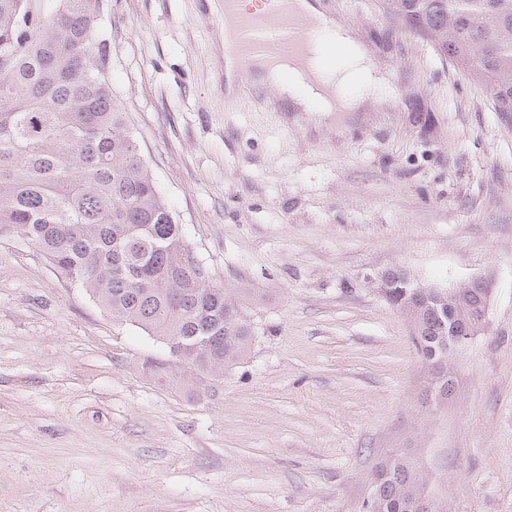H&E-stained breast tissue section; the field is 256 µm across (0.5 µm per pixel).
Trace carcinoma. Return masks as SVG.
Segmentation results:
<instances>
[{"instance_id":"carcinoma-1","label":"carcinoma","mask_w":512,"mask_h":512,"mask_svg":"<svg viewBox=\"0 0 512 512\" xmlns=\"http://www.w3.org/2000/svg\"><path fill=\"white\" fill-rule=\"evenodd\" d=\"M395 12L512 120V0H391ZM101 0H0V232L16 231L112 320L179 336L183 368L215 374L244 360L253 293L209 283L137 151L101 52ZM417 350L429 381L443 332L422 308ZM199 336L211 346L196 349ZM371 512H416L422 472L382 465Z\"/></svg>"}]
</instances>
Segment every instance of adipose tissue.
<instances>
[{
    "mask_svg": "<svg viewBox=\"0 0 512 512\" xmlns=\"http://www.w3.org/2000/svg\"><path fill=\"white\" fill-rule=\"evenodd\" d=\"M299 11L319 15L320 35L306 66L257 64L260 82L277 87L292 112H358L365 105H393L388 76L372 62L366 45L343 24L320 15L314 0H297Z\"/></svg>",
    "mask_w": 512,
    "mask_h": 512,
    "instance_id": "adipose-tissue-1",
    "label": "adipose tissue"
}]
</instances>
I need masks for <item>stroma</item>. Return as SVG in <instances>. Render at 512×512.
<instances>
[{
	"label": "stroma",
	"mask_w": 512,
	"mask_h": 512,
	"mask_svg": "<svg viewBox=\"0 0 512 512\" xmlns=\"http://www.w3.org/2000/svg\"><path fill=\"white\" fill-rule=\"evenodd\" d=\"M388 73L393 108L224 99L223 0H103L102 50L150 174L212 286L245 288L251 354L172 383L165 342L112 321L0 232V512H365L409 457L446 512H512V123L382 0H317ZM491 274L488 329L427 407L389 269Z\"/></svg>",
	"instance_id": "obj_1"
}]
</instances>
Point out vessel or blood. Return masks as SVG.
I'll return each instance as SVG.
<instances>
[{"mask_svg":"<svg viewBox=\"0 0 512 512\" xmlns=\"http://www.w3.org/2000/svg\"><path fill=\"white\" fill-rule=\"evenodd\" d=\"M238 3L224 0V20L233 30L229 49L237 58L243 83H250L253 64L259 59L304 64L317 18L297 12L293 0H266L264 10L248 13L240 12Z\"/></svg>","mask_w":512,"mask_h":512,"instance_id":"obj_1","label":"vessel or blood"}]
</instances>
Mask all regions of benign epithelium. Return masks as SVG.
Instances as JSON below:
<instances>
[{"label": "benign epithelium", "instance_id": "benign-epithelium-1", "mask_svg": "<svg viewBox=\"0 0 512 512\" xmlns=\"http://www.w3.org/2000/svg\"><path fill=\"white\" fill-rule=\"evenodd\" d=\"M397 284L428 304L435 322L448 328V347L442 350L440 361H453L474 337L486 330L494 292L492 276L477 275L448 289L420 285L398 269H389L378 279V288L385 295Z\"/></svg>", "mask_w": 512, "mask_h": 512}]
</instances>
